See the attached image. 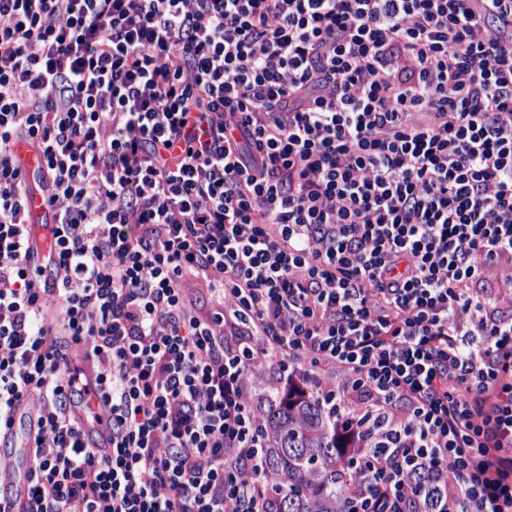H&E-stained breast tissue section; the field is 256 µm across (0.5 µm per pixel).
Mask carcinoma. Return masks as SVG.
Returning a JSON list of instances; mask_svg holds the SVG:
<instances>
[{"label":"carcinoma","mask_w":512,"mask_h":512,"mask_svg":"<svg viewBox=\"0 0 512 512\" xmlns=\"http://www.w3.org/2000/svg\"><path fill=\"white\" fill-rule=\"evenodd\" d=\"M259 438L254 449L260 480L280 490L275 512H351L339 418L329 400L291 401L278 389L258 397Z\"/></svg>","instance_id":"carcinoma-1"}]
</instances>
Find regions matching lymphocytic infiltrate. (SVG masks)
Returning <instances> with one entry per match:
<instances>
[{"label": "lymphocytic infiltrate", "instance_id": "obj_1", "mask_svg": "<svg viewBox=\"0 0 512 512\" xmlns=\"http://www.w3.org/2000/svg\"><path fill=\"white\" fill-rule=\"evenodd\" d=\"M19 141L52 184L49 288ZM510 279L512 0H0V434L33 426L26 512H273L270 356L335 400L355 512H512Z\"/></svg>", "mask_w": 512, "mask_h": 512}]
</instances>
